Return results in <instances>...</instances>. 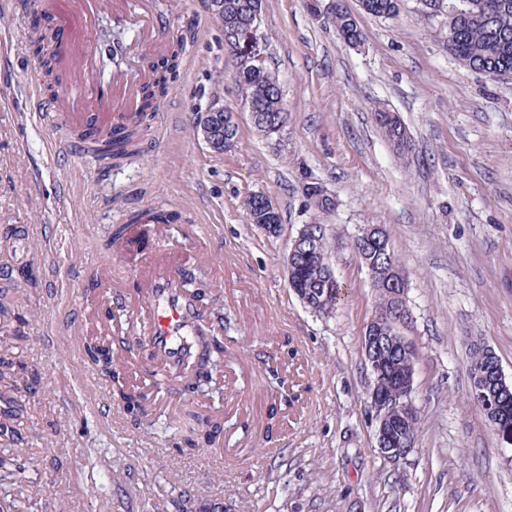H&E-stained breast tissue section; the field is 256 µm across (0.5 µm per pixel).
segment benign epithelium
Returning <instances> with one entry per match:
<instances>
[{
  "mask_svg": "<svg viewBox=\"0 0 512 512\" xmlns=\"http://www.w3.org/2000/svg\"><path fill=\"white\" fill-rule=\"evenodd\" d=\"M251 21L236 36V72H244L253 63L264 59L259 34L262 14L257 9L250 10ZM236 124L235 113L224 115V109L218 108L207 112H198L194 118V133L200 136L209 148L216 152L224 151L233 145V140L224 137V122ZM306 197L317 198L326 206V212L336 208V200L322 187L312 184L305 188ZM246 210L257 216V226L267 232L277 224L278 212L272 202L264 197L252 196L246 202ZM313 238L311 225L304 224L291 242L288 252V265H293L299 249ZM374 242L381 249H386L388 239L378 225H369L354 241V247L364 242ZM395 278L391 281V293L394 298L393 308L375 315L367 324L363 344L365 348L392 340L391 329L403 327L408 323L407 280L400 268L394 269ZM482 384L471 391V398L478 407L490 401L500 402L512 396V385L507 382L499 359L493 357L487 370L481 372ZM376 421V444L379 452L392 461L403 459L415 447L417 432L412 424L418 419V408L412 396L400 401H390L389 397L378 389L371 393Z\"/></svg>",
  "mask_w": 512,
  "mask_h": 512,
  "instance_id": "7a95c632",
  "label": "benign epithelium"
}]
</instances>
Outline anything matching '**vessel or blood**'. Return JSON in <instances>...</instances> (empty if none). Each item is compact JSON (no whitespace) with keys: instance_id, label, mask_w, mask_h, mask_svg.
Returning <instances> with one entry per match:
<instances>
[{"instance_id":"obj_1","label":"vessel or blood","mask_w":512,"mask_h":512,"mask_svg":"<svg viewBox=\"0 0 512 512\" xmlns=\"http://www.w3.org/2000/svg\"><path fill=\"white\" fill-rule=\"evenodd\" d=\"M113 12L129 16L130 23L146 48L147 62L135 71L114 72L111 80L101 81L95 53L75 56V41L66 38L55 58L59 71L83 89L80 104L65 100L63 110L43 103L34 96L33 110L37 119L52 126L56 137L52 143L60 154L83 155L89 147L82 143L81 133L98 130L110 136L113 127L122 125L137 113L143 89L152 83L150 58L167 50L161 20L153 10L152 0H110ZM137 295L130 301L138 312L145 331L147 346L163 362L165 368L190 370L202 358L195 340L196 318L178 266L146 259L135 273Z\"/></svg>"}]
</instances>
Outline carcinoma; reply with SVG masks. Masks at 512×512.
Returning a JSON list of instances; mask_svg holds the SVG:
<instances>
[{
  "label": "carcinoma",
  "mask_w": 512,
  "mask_h": 512,
  "mask_svg": "<svg viewBox=\"0 0 512 512\" xmlns=\"http://www.w3.org/2000/svg\"><path fill=\"white\" fill-rule=\"evenodd\" d=\"M401 0H361L364 12L385 18L397 16ZM224 31H238L249 21L248 6L263 8V0H224ZM433 11L448 17L446 45L448 52L463 66L494 80L496 77L512 76V0H433ZM328 24L351 47L362 46L365 36L357 18L343 5L333 11ZM235 84L239 97L251 102L258 113L253 122L254 128L266 134L270 124L277 121L283 112L280 85L276 84L273 72L264 67L244 80ZM170 77L168 70L157 75L146 90L142 112H154L160 108L161 101L168 92ZM377 127L392 147L397 157L404 159L412 151L413 144L398 148L402 123L392 118L387 111L374 112ZM122 134L110 143H102L100 135L94 131L82 134L94 145L97 157L105 160H122L137 151V144L144 131L143 120L137 119L121 128ZM366 258L378 269V279L388 281L393 277L392 265L396 261L390 252L376 251L372 248L364 252ZM330 254L327 232L311 241L301 252L292 268L289 288H297L303 298V304L316 313L328 314L340 299L341 285L328 274ZM108 320L122 318L125 309L120 304L104 301L97 289H89ZM17 299L14 294L0 291V441H5L11 449L0 455V474L8 479H16L25 473L31 457L26 452L27 435L19 428V419L30 408L31 400L40 396L43 389L42 372L35 366H29L18 360L14 353L13 337L10 328L18 319ZM224 330V318L216 313L210 317L200 315L199 334L204 345L207 360L201 366L207 367L217 360L224 359V343L221 332ZM87 363L101 375L112 391V397L122 404L127 419L136 426L144 414V401L141 393L130 384L128 361L131 354L130 342L125 336H109L105 340L86 339L82 343ZM382 358L386 362L384 375L377 379L378 386L398 398L406 393L398 373L403 370L405 354L392 344L382 346ZM486 364L484 344L477 342L470 350L469 376L476 381L477 372ZM156 384L171 389L183 388L184 392L193 389V384L181 382L174 375L162 370L153 373ZM26 394H19V387ZM188 419L193 421L190 450L199 455L211 453L218 445L223 434L221 424L203 418L192 412Z\"/></svg>",
  "instance_id": "1"
}]
</instances>
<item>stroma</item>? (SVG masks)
<instances>
[{
  "mask_svg": "<svg viewBox=\"0 0 512 512\" xmlns=\"http://www.w3.org/2000/svg\"><path fill=\"white\" fill-rule=\"evenodd\" d=\"M169 37L192 30L166 123L151 126L135 156L102 170L86 157L55 154L53 132L29 110L43 69L34 29L57 33L50 15L23 18L0 7V232L27 227L31 284L18 301L15 353L41 369L49 390L22 420L33 465L0 482L14 512H152L190 492L229 512H512V444L469 395V349L484 342L512 381V78L490 80L444 47V20L419 0L398 17L364 13L344 0L365 33L346 45L327 22L330 0H265L260 32L278 77L284 127L257 133L240 109L235 61L205 0H165ZM237 110L236 142L213 152L193 132L194 115ZM399 114L415 149L398 159L373 120ZM336 209L322 216L345 295L320 315L288 286L291 240L313 210L309 184ZM277 208L270 235L250 224L252 195ZM196 216L204 236L170 225L158 241L130 222L142 206ZM126 225L120 249L113 225ZM383 227L408 281L411 320L401 333L416 352L414 449L394 462L375 439L373 376L362 348L375 291L354 252L365 225ZM181 256L205 308L224 310L230 356L197 396L154 391L145 352L129 364L156 404L131 425L78 340L101 328L86 294L92 271L133 290L146 255ZM297 393L283 410L275 449L257 455L281 385ZM192 405L222 424L219 449L187 451L181 413Z\"/></svg>",
  "mask_w": 512,
  "mask_h": 512,
  "instance_id": "35a3bbf8",
  "label": "stroma"
}]
</instances>
